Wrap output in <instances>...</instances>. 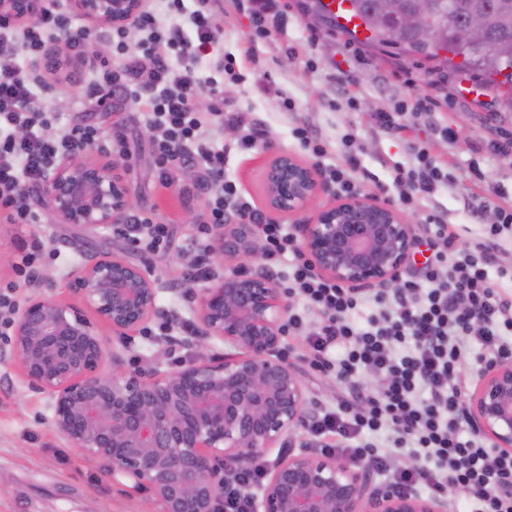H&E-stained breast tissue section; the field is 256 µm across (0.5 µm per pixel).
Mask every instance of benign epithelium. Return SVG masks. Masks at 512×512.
Returning a JSON list of instances; mask_svg holds the SVG:
<instances>
[{"label":"benign epithelium","mask_w":512,"mask_h":512,"mask_svg":"<svg viewBox=\"0 0 512 512\" xmlns=\"http://www.w3.org/2000/svg\"><path fill=\"white\" fill-rule=\"evenodd\" d=\"M378 23L397 35L413 29L428 39L440 21L409 0H387ZM142 0H73L75 12L96 24L129 22ZM45 0H0V25L37 19ZM486 16L469 12L457 39L483 38ZM38 69L80 78L78 60L48 47ZM46 205L61 224L113 229L127 223L135 205L119 166L101 162L96 149L65 153L42 184ZM328 187L292 155H274L265 174L267 210L292 213ZM297 232L314 271L347 288H392L416 244L413 226L387 203L361 194L337 197ZM224 261H253L246 274L207 280L199 289L200 335L220 337L239 349L222 358L198 359L172 370L142 373L105 348L84 311L39 293L13 318V358L26 379L54 400L58 431L87 461L116 480L145 488L162 512H217L224 501L227 461L246 469L285 436L306 430L307 399L294 368L280 354L288 304L274 275L260 261L247 224L215 231ZM71 292L112 332L139 330L160 314L157 281L115 253L79 265ZM468 416L493 446L512 451V360L492 363L479 377ZM368 463L352 470L334 457L290 454L266 470L258 512H447L445 499L373 488Z\"/></svg>","instance_id":"7a95c632"}]
</instances>
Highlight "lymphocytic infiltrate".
<instances>
[{
    "mask_svg": "<svg viewBox=\"0 0 512 512\" xmlns=\"http://www.w3.org/2000/svg\"><path fill=\"white\" fill-rule=\"evenodd\" d=\"M169 6L183 25H166L148 6L129 26L113 27L109 42L123 62L104 63L93 86L119 100L144 102L151 125L161 132L153 143V163L163 185H171L172 171L185 166L204 171L211 198L201 233L231 219L253 225L265 259L286 264L287 290L301 310L289 314L285 329L306 338L314 368H330L329 353L339 347L341 377L355 380L362 369L384 376L380 393H359L353 404L324 407L309 420L313 448L353 463L370 460L376 470L390 472L399 491L422 489L433 497L464 491L460 512H512V451L463 434L470 388L459 379L470 362L512 358V263L499 261L500 235L512 229V208H499L496 221L464 246L453 225L428 215L424 232L432 253L413 267L397 293L363 295L318 276L286 226L266 217L239 183L224 176L225 155L214 148L213 132L238 130V148L249 151L266 131L229 104L207 114L197 109L201 89L214 83L200 67L218 42L212 13L187 10L183 0H169ZM70 22L63 13L42 15L14 34L24 49L23 62L0 67V220L9 224L37 223L29 188L40 184L67 150L93 146L123 159L131 155L121 132L108 135L90 124L65 128L58 138L45 134L52 114L36 92L28 64L68 32ZM132 30L143 35L138 59L127 54ZM144 89L149 98L141 97ZM447 180L442 165L419 148L413 166L399 170L394 182L402 203L413 205ZM122 234L134 243L147 241L157 252L167 249L172 236L169 225L147 213L132 214ZM366 306L372 312L358 324L356 315ZM476 344L481 354H473ZM404 450L432 461V468L395 466ZM264 475L259 461L246 471L228 468L220 512H255L254 494Z\"/></svg>",
    "mask_w": 512,
    "mask_h": 512,
    "instance_id": "f902f5d3",
    "label": "lymphocytic infiltrate"
}]
</instances>
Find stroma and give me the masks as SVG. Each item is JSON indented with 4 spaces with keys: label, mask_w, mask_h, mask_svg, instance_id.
Instances as JSON below:
<instances>
[{
    "label": "stroma",
    "mask_w": 512,
    "mask_h": 512,
    "mask_svg": "<svg viewBox=\"0 0 512 512\" xmlns=\"http://www.w3.org/2000/svg\"><path fill=\"white\" fill-rule=\"evenodd\" d=\"M310 2L280 0V13L267 19L260 36L247 0H209L224 50L235 54L251 43L256 56L241 67L242 81L217 74L215 89L203 92L201 99L210 106L228 100L268 128L265 143L249 153L238 148L236 130L227 128L217 136L218 145L226 150L225 177L237 180L257 207H264L269 160L285 152L301 163L310 161L291 133L300 120L328 141L330 164L342 160V136L354 133L360 164L354 174L358 191L394 206L398 203L395 170L409 166L415 148L423 147L447 167L448 183L421 199L417 208L404 210V217L417 228L427 214H443L463 242L472 241L482 232L481 224L472 219L473 210L492 215L497 208L512 206V153L500 154L492 148L493 142L512 134V107L457 73L427 72L420 63L392 50L375 49L363 36L331 22L308 23ZM98 63L95 57L85 62L80 84L59 77L51 91L41 92L43 105L55 115L51 130L56 133L76 123L97 125L106 132L121 126L132 152L131 159L120 161L121 174L138 210L170 224L173 244L169 251L154 253L116 232L57 223L36 188L30 201L41 215L39 223L0 222V286H10L18 308L35 288L76 306L80 300L68 284L73 268L98 254L115 252L159 278L157 305L170 329L164 336H146L139 330L119 336L108 324L97 322L106 351L121 356L127 369L145 373L155 368L170 370L200 356H222L223 340L198 337L199 288L187 285L186 278L201 256L219 275L251 268L252 262L241 259L226 264L214 247V238L199 239L196 223L207 201L198 187L203 174L188 167L173 173L172 186L161 185L152 157L156 131L147 114L109 96L87 97L91 72ZM342 84L349 97L338 96ZM419 89L434 95L431 113L415 110L413 97ZM286 96L296 103L294 114L280 110ZM378 112L397 113L405 133L380 128L373 120ZM443 125L455 130L454 139L440 134ZM22 240H37L44 247L33 285L15 280L14 261ZM12 347V337L0 335V512H161L151 491L113 482L58 432L51 396L25 378L12 358ZM281 349L298 373L312 409L346 398L349 387L335 373L318 375L310 369L302 357L301 337L284 336Z\"/></svg>",
    "instance_id": "35a3bbf8"
}]
</instances>
